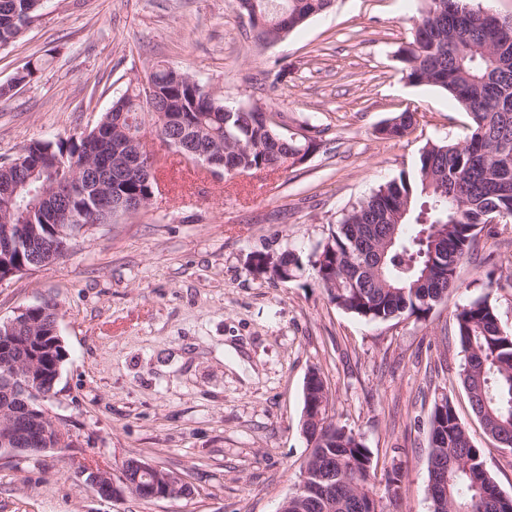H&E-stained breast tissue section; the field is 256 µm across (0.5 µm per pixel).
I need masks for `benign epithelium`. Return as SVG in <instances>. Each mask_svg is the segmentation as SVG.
<instances>
[{
	"label": "benign epithelium",
	"instance_id": "7a95c632",
	"mask_svg": "<svg viewBox=\"0 0 512 512\" xmlns=\"http://www.w3.org/2000/svg\"><path fill=\"white\" fill-rule=\"evenodd\" d=\"M160 140L168 147H178V152L189 163H203L216 173L224 169V157L220 154L203 153L193 146L172 142L167 132L157 131ZM146 132L140 131L134 140L116 149L119 165L115 169L117 176L131 178L152 177L155 170V157L146 146ZM12 225H6L0 234V261L9 264L14 252L21 250L22 240L11 235ZM32 307L20 308L13 317L5 321V328H0V404L8 407L23 405L26 420L15 418L0 423V448L19 452L26 447L38 446L46 451L65 455L73 446V440L58 426L39 428L31 424L36 415L32 404H44L52 400L54 389L44 385L49 380L56 383L60 375L61 361L51 360L49 349L41 342L49 339L51 345L62 344L58 326L52 325L50 333L42 336L18 335L30 325L29 316ZM77 482L91 485L96 494L105 500H117L130 491L143 499H173L188 494V487L183 477L168 472L159 465H152L139 458H131L121 466L119 475L108 469H92L82 466L76 472ZM313 469L304 465L299 483L291 497L285 498L278 512H288L290 500H303L310 492Z\"/></svg>",
	"mask_w": 512,
	"mask_h": 512
}]
</instances>
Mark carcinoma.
I'll return each mask as SVG.
<instances>
[{
	"mask_svg": "<svg viewBox=\"0 0 512 512\" xmlns=\"http://www.w3.org/2000/svg\"><path fill=\"white\" fill-rule=\"evenodd\" d=\"M271 23L270 45L286 38L309 18L326 11L330 0H255ZM43 8V0H0V46L15 41ZM403 75L410 84L429 85L448 93L471 118L458 142L426 144L413 167L353 205L336 228L309 256L315 280L329 301L357 317L384 322L397 317L428 318L456 288L460 262L493 213L512 222V33L508 34L469 7L468 0H428L415 21L412 38L400 50ZM159 101L140 97L137 85L125 93L99 121L104 129L74 133L55 141H35L21 149L28 166L17 171L0 165V225L28 224L29 247L55 233L24 196L8 194L15 182L37 170L35 184L46 188L49 201L75 217L96 208L112 194V149L128 136L162 124V116L183 113L188 137L202 150H224V165L240 175L279 169L300 151L319 145L322 130L311 126L288 144L279 131L265 125L258 108L219 101L188 71L158 66L152 71ZM130 122L112 127V113ZM414 114L405 111L386 121L378 133L391 139L406 136ZM92 188L59 199L53 185L72 177ZM121 193L146 199L157 181H124ZM272 264L281 282L302 267L287 252ZM457 341L465 363L460 374L475 418L498 449L512 450V335L503 330L496 306L484 296L453 313ZM314 379L310 397L326 418L329 392ZM429 456H446L448 469L428 471L431 512H512L486 462L489 448H478L452 400L434 401L429 419ZM307 448L333 477L320 498L306 508L290 504L288 512H393L400 500L401 470L393 468L383 488L376 489L371 452L361 438L343 427H324L309 420L303 428Z\"/></svg>",
	"mask_w": 512,
	"mask_h": 512,
	"instance_id": "cac0c4a2",
	"label": "carcinoma"
}]
</instances>
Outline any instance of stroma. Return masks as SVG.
<instances>
[{
    "mask_svg": "<svg viewBox=\"0 0 512 512\" xmlns=\"http://www.w3.org/2000/svg\"><path fill=\"white\" fill-rule=\"evenodd\" d=\"M422 6L334 0L263 47L237 0H45L0 47V162L90 131L133 76L160 63L227 102L263 106L288 132L323 131L304 163L231 178L169 169L174 151L149 134L151 206L81 229L68 256L0 284V322L46 298L59 309L66 358L47 409L75 441L63 457L0 451V512H277L308 454L301 415L313 369L333 422L370 449L377 481L401 469L402 512H430L428 416L444 394L512 495V452L494 450L471 413L453 326L458 306L486 295L512 332V223L478 235L457 289L424 321L344 312L307 264L285 283L251 267L259 253L308 256L426 143L464 138L469 118L454 100L403 77L399 51ZM32 63L35 77L14 84ZM407 110L413 134H376ZM130 456L181 474L190 494L110 501L74 479L80 461L116 470Z\"/></svg>",
    "mask_w": 512,
    "mask_h": 512,
    "instance_id": "35a3bbf8",
    "label": "stroma"
}]
</instances>
